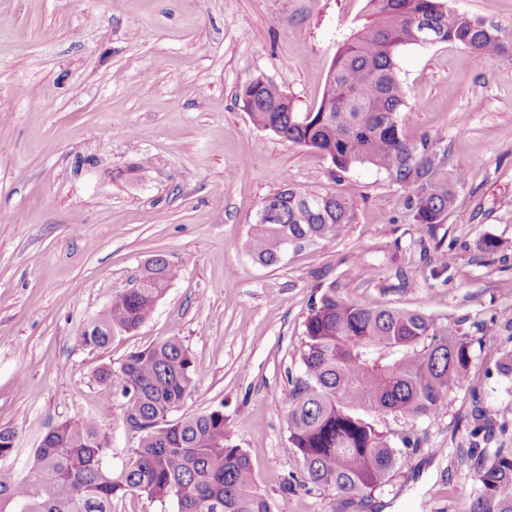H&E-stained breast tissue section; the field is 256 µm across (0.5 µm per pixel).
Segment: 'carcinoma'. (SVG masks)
<instances>
[{
	"label": "carcinoma",
	"mask_w": 512,
	"mask_h": 512,
	"mask_svg": "<svg viewBox=\"0 0 512 512\" xmlns=\"http://www.w3.org/2000/svg\"><path fill=\"white\" fill-rule=\"evenodd\" d=\"M372 22L345 39L333 60L318 109L298 111L272 82L253 78L237 94L255 125L292 143L314 148L346 172L371 165L403 191L412 223L430 231L443 223L466 181L448 169V149L423 136L408 137L401 118L406 92L395 57L422 43V23L434 43L470 50L479 59L512 57V32L447 5V0H367ZM284 188L263 201L249 242L254 258L276 265L290 245L330 243L353 214L342 195L307 194L283 179ZM176 270L157 256L140 287L112 300L81 333L96 351L148 321ZM300 358L304 376L288 394L289 452L302 462L300 486L363 500L397 465L396 449L361 416L363 412L417 419L430 416L466 380L470 342L449 323L379 300L351 304L331 288L305 321ZM196 370L177 336L130 351L117 375L128 401V422L138 431L129 464L117 475L102 468L109 436L90 420H63L35 450L32 478L8 465L15 433L0 428V512H112L129 492L176 501L178 512H273L259 494L247 454L231 442L224 411L176 421L194 386ZM470 512H512V448H498L477 471Z\"/></svg>",
	"instance_id": "obj_1"
}]
</instances>
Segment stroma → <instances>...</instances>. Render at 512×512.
Returning a JSON list of instances; mask_svg holds the SVG:
<instances>
[{
	"instance_id": "35a3bbf8",
	"label": "stroma",
	"mask_w": 512,
	"mask_h": 512,
	"mask_svg": "<svg viewBox=\"0 0 512 512\" xmlns=\"http://www.w3.org/2000/svg\"><path fill=\"white\" fill-rule=\"evenodd\" d=\"M367 0H0V427L30 476L61 420H92L120 472L139 434L127 400L100 383L126 354L176 336L195 386L179 413L223 410L275 512H469L480 463L512 448V58L453 44L402 48L406 132L466 171L431 234L371 166L336 172L317 150L254 125L236 99L265 77L299 110L321 101L341 41ZM345 194L353 221L330 243L260 264L248 243L284 183ZM496 239L493 252L480 239ZM178 276L135 333L89 351L80 336L145 264ZM447 270H440V263ZM455 325L471 343L464 384L431 416L366 413L399 451L365 500L296 485L284 422L304 374V323L327 288Z\"/></svg>"
}]
</instances>
